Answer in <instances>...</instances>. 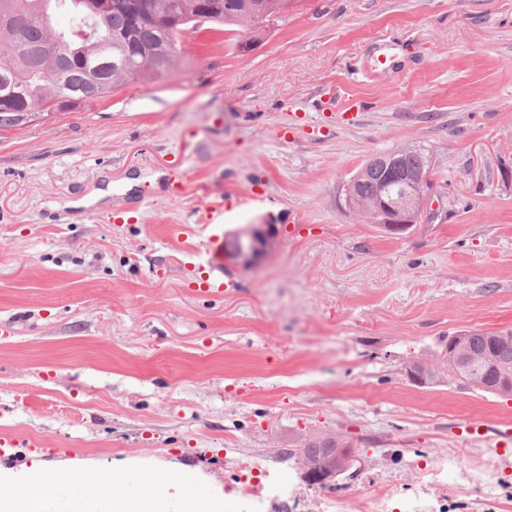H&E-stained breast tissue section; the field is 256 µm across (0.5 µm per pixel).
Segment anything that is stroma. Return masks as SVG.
I'll use <instances>...</instances> for the list:
<instances>
[{
	"mask_svg": "<svg viewBox=\"0 0 512 512\" xmlns=\"http://www.w3.org/2000/svg\"><path fill=\"white\" fill-rule=\"evenodd\" d=\"M252 38L250 52L239 40ZM432 150L392 234L345 203L373 155ZM271 222L195 291L206 201ZM512 327V0H293L188 35L170 80L0 131V459L176 471L224 512H505L512 398L415 382ZM358 458L301 480L304 439Z\"/></svg>",
	"mask_w": 512,
	"mask_h": 512,
	"instance_id": "35a3bbf8",
	"label": "stroma"
}]
</instances>
